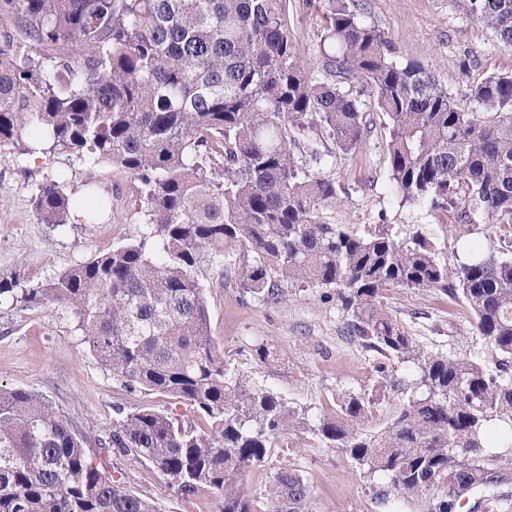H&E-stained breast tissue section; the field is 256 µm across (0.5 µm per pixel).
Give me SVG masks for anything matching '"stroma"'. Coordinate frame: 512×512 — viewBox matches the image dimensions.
<instances>
[{"label":"stroma","mask_w":512,"mask_h":512,"mask_svg":"<svg viewBox=\"0 0 512 512\" xmlns=\"http://www.w3.org/2000/svg\"><path fill=\"white\" fill-rule=\"evenodd\" d=\"M359 2L364 20L388 35L400 58L431 66L449 94L460 95L490 74L512 72V47L466 13L463 0ZM326 13L325 0H288L287 27L307 57L318 53ZM360 100L369 121L363 147L337 154L328 167L311 171L336 183V198L321 208V217L358 230L373 224H389L397 231L418 225L436 243L440 258L452 263L467 260L474 241L485 252L499 251L498 237L484 225L462 236L455 233L448 209L399 202L388 182L386 119L372 93H362ZM51 180L62 181L69 196L102 197L110 205L92 224L41 223L33 196ZM142 228L136 184L123 170L59 151L34 160L14 147L0 146V274L40 282L139 238ZM204 285L211 336L226 363L313 418L331 415L337 399L351 392L375 398L373 426L394 418L403 394H383L379 377L408 379V365L384 360L351 337L340 303L324 289L292 283L278 299L247 303L233 275L220 265L208 270ZM383 302L425 350L474 356L482 348L471 309L446 294L393 288ZM262 344L276 348L278 360H256L254 351ZM0 387L49 400L88 438L95 463L115 483L154 497L161 512H220L222 501L212 492L183 497L151 465L100 448L120 413L147 406L182 416L188 409L155 392L126 389L94 358L69 309L55 304L0 308ZM284 468L307 480L309 512H419L413 503L393 497L388 479L361 477L349 456L309 434L275 439L265 461L246 471L242 486L248 494L262 496Z\"/></svg>","instance_id":"35a3bbf8"}]
</instances>
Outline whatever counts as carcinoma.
Wrapping results in <instances>:
<instances>
[{"mask_svg":"<svg viewBox=\"0 0 512 512\" xmlns=\"http://www.w3.org/2000/svg\"><path fill=\"white\" fill-rule=\"evenodd\" d=\"M469 14L512 46V0H467ZM287 0H0V145L108 163L137 182L146 230L47 282L0 274V306L57 304L124 386L170 396L208 429L151 407L104 441L148 462L183 496L208 489L222 512H308L309 485L276 474L264 510L241 488L272 440L310 431L367 477L424 512H501L509 495L486 455L512 448V257L471 248L440 260L418 228L359 233L319 210L335 182L311 167L359 148L367 116L353 87L388 118L389 181L400 201L457 207L459 228L487 220L512 247V73L455 97L431 67L402 61L380 28L330 5L318 57L285 25ZM44 224H66L61 183L33 199ZM234 257L242 295L285 285L334 291L350 336L410 364L397 416L366 429L374 399L349 396L315 422L224 365L210 336L202 278ZM392 288L438 289L471 308L484 356L426 351L381 302ZM0 512H160L93 462L73 424L45 398L0 388Z\"/></svg>","mask_w":512,"mask_h":512,"instance_id":"carcinoma-1","label":"carcinoma"}]
</instances>
